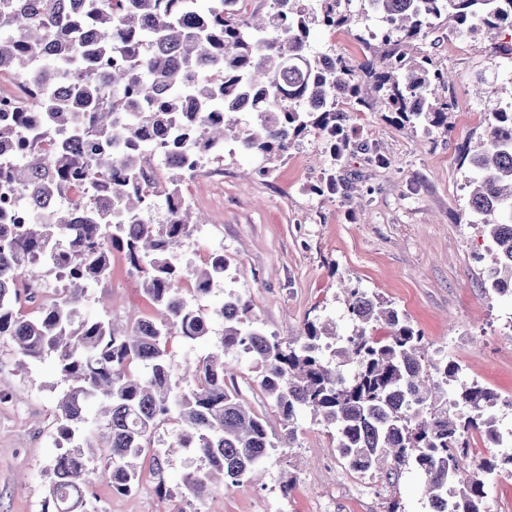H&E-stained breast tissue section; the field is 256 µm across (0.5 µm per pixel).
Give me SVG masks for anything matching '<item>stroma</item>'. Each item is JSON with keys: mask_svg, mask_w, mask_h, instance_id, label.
I'll list each match as a JSON object with an SVG mask.
<instances>
[{"mask_svg": "<svg viewBox=\"0 0 512 512\" xmlns=\"http://www.w3.org/2000/svg\"><path fill=\"white\" fill-rule=\"evenodd\" d=\"M362 22L329 29L313 27L315 50L352 62L382 50L381 37L361 43ZM448 26L433 30L421 48L451 75L448 94L458 107L448 130L400 125L382 100L354 113L351 148L342 159L326 149L318 131L301 137L287 154L270 162L234 145L205 160L187 187L193 210L204 224L176 249L179 262L203 265L215 252L229 263L207 294L194 302L220 308L228 294L249 302L253 321L281 340L301 335L306 321H335L340 333L353 330L344 285L392 303L422 332L429 352L457 362L462 376L506 397L512 395V298L488 288L493 255L482 225L468 207L470 171L461 161L490 120L494 101L474 95L491 67V42L511 43L512 30L479 33L462 43ZM357 186L347 200L324 190L329 179ZM82 317L125 324L128 314L155 316L142 281L124 251L113 249L108 280L92 285ZM224 323L214 319L195 343L169 341V370L179 389L191 386L184 373L220 347ZM11 340L0 338V512H43L48 474L59 452L57 401L67 384L55 357L19 370ZM232 384L241 402L269 434L283 431V417L259 385L258 370L235 354ZM297 440L267 459L258 482L215 487L204 499L185 495L183 479L198 459L171 452L163 472L153 466L155 450L169 449L177 423L159 426L140 458V485L116 492L99 480L110 461L97 452L88 461L93 504L104 512H431L422 478L412 471L395 480L383 473L352 470L336 451L335 432L311 414H300ZM167 498H159L157 484ZM291 484L283 492V484Z\"/></svg>", "mask_w": 512, "mask_h": 512, "instance_id": "stroma-1", "label": "stroma"}]
</instances>
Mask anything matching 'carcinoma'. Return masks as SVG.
Masks as SVG:
<instances>
[{
  "label": "carcinoma",
  "instance_id": "obj_1",
  "mask_svg": "<svg viewBox=\"0 0 512 512\" xmlns=\"http://www.w3.org/2000/svg\"><path fill=\"white\" fill-rule=\"evenodd\" d=\"M270 2L257 17L239 13L235 0H0V74L31 80L47 128L60 125L70 137L45 153L30 129L32 113L0 122V146L29 139L24 156L0 167V177L13 182L34 214L19 228L0 224V337L12 340L21 366L55 356L68 383L58 400L60 434L69 444L81 437L54 459L44 512H87V449H108L112 466L100 478L119 492L133 489L145 443L173 420L181 426L177 447L201 462L184 488L202 499L218 479H249L272 451L292 447L301 410L335 431L351 468L413 469L425 478L432 512H486L487 478L500 471L498 461L484 459L473 474H460L470 436L490 448L503 443L496 415L485 410L497 395L463 383L448 401L459 364L429 360L424 336L407 316L360 288L347 289L355 327L346 337L334 325L309 322L284 343L249 320L250 304L234 294L212 312L192 305L181 294L174 250L202 218L180 198L179 182L157 188L142 163L140 133L168 131L181 112L199 114L201 125L184 117L171 140L189 142L180 161L187 172L228 141L281 156L311 128L339 159L350 146L341 104L352 112L369 106L364 76L406 122L446 132L456 107L443 94L448 75L428 53L406 57L405 47L441 20L470 38L512 28V0H358L356 11L341 9L342 0H316L311 10L303 0ZM356 15L384 24V54L357 65L313 49V24L341 28ZM45 45L55 50L36 59L33 49ZM492 116L477 150H463L474 168L468 204L493 250L490 288L512 296V111ZM81 183L88 189L83 223L102 234L96 243L67 235L73 212L65 207L49 222L35 217L40 199ZM100 194L109 205L98 204ZM161 198L167 221L152 224L143 214ZM59 236L68 240L65 291L31 315L16 313L15 305L35 303L20 285ZM113 246L143 274L157 310L125 331L109 320H76L90 285L110 274ZM227 269L216 254L188 274L204 294ZM214 315L224 321L220 352L196 366L193 387L180 392L169 373L167 337L195 342L208 335ZM378 324L387 336L370 333ZM239 347L260 368V386L287 421L277 438L224 385V354Z\"/></svg>",
  "mask_w": 512,
  "mask_h": 512
}]
</instances>
